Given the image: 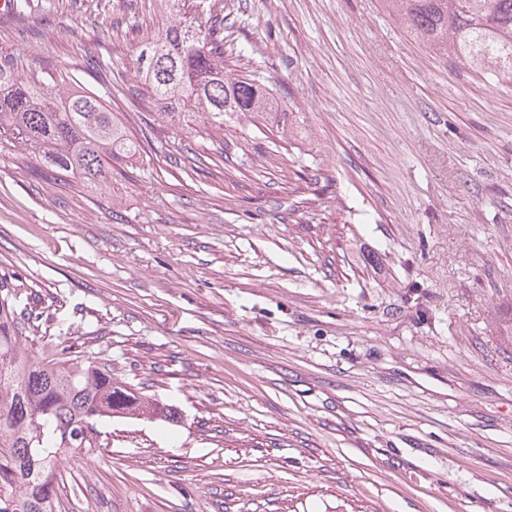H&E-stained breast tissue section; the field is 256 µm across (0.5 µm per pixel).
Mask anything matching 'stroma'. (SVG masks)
<instances>
[{
    "instance_id": "obj_1",
    "label": "stroma",
    "mask_w": 512,
    "mask_h": 512,
    "mask_svg": "<svg viewBox=\"0 0 512 512\" xmlns=\"http://www.w3.org/2000/svg\"><path fill=\"white\" fill-rule=\"evenodd\" d=\"M217 7L254 48L229 71L260 70L298 123L160 118L131 64L156 0L0 16V55L110 84L149 137L103 192L0 153L27 345L184 415L98 423L56 512H512V87L382 0Z\"/></svg>"
}]
</instances>
